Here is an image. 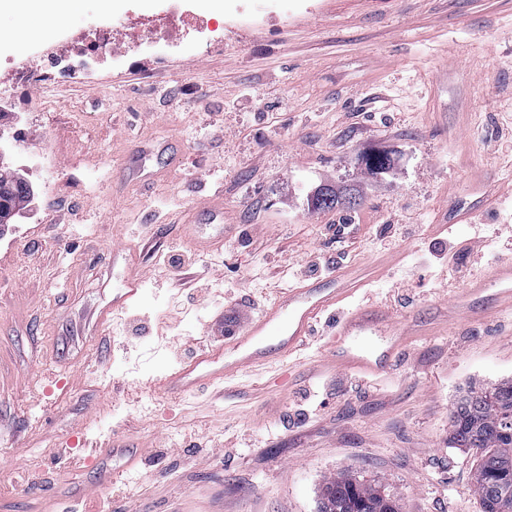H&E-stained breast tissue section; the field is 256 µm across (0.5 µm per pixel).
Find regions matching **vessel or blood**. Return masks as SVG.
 Wrapping results in <instances>:
<instances>
[{
	"mask_svg": "<svg viewBox=\"0 0 512 512\" xmlns=\"http://www.w3.org/2000/svg\"><path fill=\"white\" fill-rule=\"evenodd\" d=\"M378 275L377 265L339 270L328 278L282 289L262 314L240 327L231 345L208 348L182 363L161 382L167 396H180L223 382L225 377L289 359L320 315L336 311L334 341L327 354L337 369L367 375L386 372L407 341L408 333L381 308H349V301ZM141 276L125 269L112 294V309L127 308L140 293ZM512 302V259L498 261L482 277L470 281L443 309L448 319L473 318L495 311L498 302Z\"/></svg>",
	"mask_w": 512,
	"mask_h": 512,
	"instance_id": "b4317fda",
	"label": "vessel or blood"
}]
</instances>
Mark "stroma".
Here are the masks:
<instances>
[{
  "instance_id": "1",
  "label": "stroma",
  "mask_w": 512,
  "mask_h": 512,
  "mask_svg": "<svg viewBox=\"0 0 512 512\" xmlns=\"http://www.w3.org/2000/svg\"><path fill=\"white\" fill-rule=\"evenodd\" d=\"M254 0H180L206 28L164 45L131 41L123 20L168 0H99L0 30V71L24 54L41 65L40 33L61 55L76 34L107 29L113 57L78 59L52 94L61 125L27 92L0 126L25 127L0 165L31 184L18 155H56L58 188L31 198L0 232V512H317L325 475L345 471L393 486L403 512H482L469 490L475 459L448 445L457 395L512 380V308L411 337L393 369L369 376L326 365L330 334L306 341L289 367L247 372L183 399L156 384L196 347L254 316L294 279L287 266L349 221V263L388 259L360 298L404 324L434 318L452 297L443 283L470 248L512 258V142L484 150L512 123V0H277L265 24L231 32V13ZM149 144V181L124 170ZM388 156L371 171L359 157ZM488 204L475 224L440 225L448 209ZM356 197L320 211V188ZM224 205V246L195 252V278L212 300L175 288L168 249L189 216ZM381 224H410L380 248ZM121 255H114V245ZM142 292L108 324L126 264ZM305 420L293 425L291 416ZM242 439L234 450L224 438ZM136 446L134 466L88 465L112 438ZM46 485L24 494L27 478Z\"/></svg>"
}]
</instances>
